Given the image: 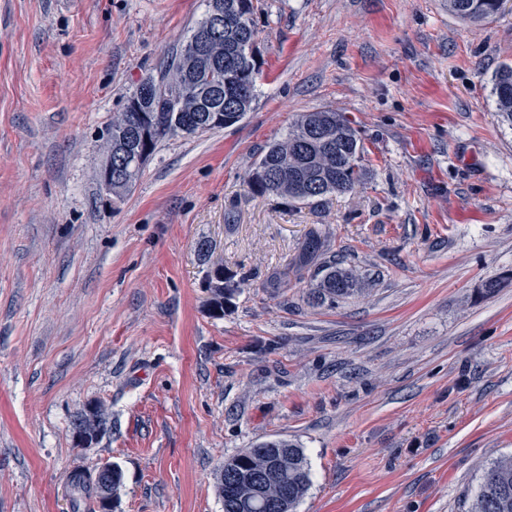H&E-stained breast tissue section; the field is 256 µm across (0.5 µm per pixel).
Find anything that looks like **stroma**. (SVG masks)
Listing matches in <instances>:
<instances>
[{"mask_svg":"<svg viewBox=\"0 0 512 512\" xmlns=\"http://www.w3.org/2000/svg\"><path fill=\"white\" fill-rule=\"evenodd\" d=\"M204 12L0 0V512H72L68 472L108 462L116 512H224L225 458L283 437L310 463L297 512H461L512 454V127L489 83L512 0L479 23L448 0H259L252 111L164 138L112 200V119ZM320 107L359 132L367 179L255 194V159ZM313 234L363 294L309 303ZM217 260L247 279L220 316ZM92 401L107 431L80 449ZM107 413L99 403H90L72 421L73 437L77 445L90 448L96 444L106 431Z\"/></svg>","mask_w":512,"mask_h":512,"instance_id":"1","label":"stroma"}]
</instances>
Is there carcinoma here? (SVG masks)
Returning <instances> with one entry per match:
<instances>
[{
	"mask_svg": "<svg viewBox=\"0 0 512 512\" xmlns=\"http://www.w3.org/2000/svg\"><path fill=\"white\" fill-rule=\"evenodd\" d=\"M224 31L208 33V12L212 0H206L205 15L191 30L183 44L171 53L167 65L158 74L147 75L139 85L151 83L156 94L140 97L135 89L122 112L112 119V160L125 156L129 170L124 178H112V198L120 200L141 172L134 155L141 147L134 124L135 113L144 116L148 154L158 142L174 135L194 136L207 129L195 117L205 107L233 111L224 113V127L240 122L251 111L260 71L254 54L244 44L256 41L253 15L255 0H223ZM501 10V0H448V11L478 22L490 19ZM206 41L205 55L193 51L194 44ZM491 96L501 121L512 125V64H501L492 74ZM364 146L357 130L340 112L316 109L300 113L286 137L270 143L255 160L248 182L257 194L273 193L293 204H309L334 194L351 191L367 177L361 164ZM305 266L311 268L308 298L313 304L336 303L364 291L361 275L354 268L336 265V256L328 254L318 236L308 238L302 251ZM212 291L213 312L224 315V307L234 298L241 281L223 268L207 271ZM105 407L94 402L72 421L77 445L89 448L106 431ZM112 483L104 487L98 472L74 470L67 477L71 490L92 501L91 512H105V500L118 499L123 472L113 463ZM268 468L272 476L266 492L259 495L247 487L249 476ZM311 485L310 467L304 449L287 438H277L246 448L224 460L216 482V491L224 512H296ZM464 512H512V455L487 466L475 495L463 501Z\"/></svg>",
	"mask_w": 512,
	"mask_h": 512,
	"instance_id": "obj_1",
	"label": "carcinoma"
}]
</instances>
